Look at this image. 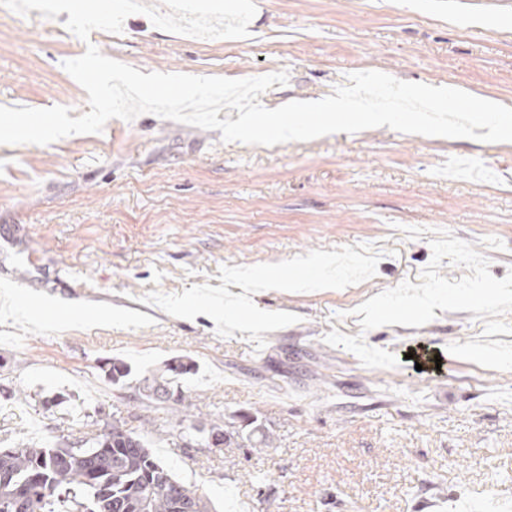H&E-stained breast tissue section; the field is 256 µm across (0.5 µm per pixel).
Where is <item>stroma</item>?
I'll list each match as a JSON object with an SVG mask.
<instances>
[{
  "instance_id": "1",
  "label": "stroma",
  "mask_w": 512,
  "mask_h": 512,
  "mask_svg": "<svg viewBox=\"0 0 512 512\" xmlns=\"http://www.w3.org/2000/svg\"><path fill=\"white\" fill-rule=\"evenodd\" d=\"M248 36L166 32L142 14L81 40L67 13L0 6V100L89 112L62 67L94 45L142 73L243 79L287 72L261 104L331 95L348 76L454 87L512 107V14L472 0H255ZM409 226L422 228L408 238ZM512 270V149L376 127L275 146L226 142L144 113L44 146L0 145V293L26 319L0 321V448L48 444L102 409L124 420L211 512H512V371L458 358L472 312L361 332L355 309L429 264L431 231ZM334 257L333 283L278 286L260 323L227 277ZM363 335L398 364L373 369L328 345ZM439 357L417 367L413 352ZM139 379L173 358L195 395L133 400L99 370ZM256 416L272 447L188 444V427Z\"/></svg>"
}]
</instances>
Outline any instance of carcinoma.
Listing matches in <instances>:
<instances>
[{
    "label": "carcinoma",
    "instance_id": "1",
    "mask_svg": "<svg viewBox=\"0 0 512 512\" xmlns=\"http://www.w3.org/2000/svg\"><path fill=\"white\" fill-rule=\"evenodd\" d=\"M191 361L171 359L135 387L140 401L181 405L189 400L178 376L193 373ZM117 385L131 369L105 363ZM52 446L0 448V512H209L207 498L178 480L133 430L101 417Z\"/></svg>",
    "mask_w": 512,
    "mask_h": 512
}]
</instances>
